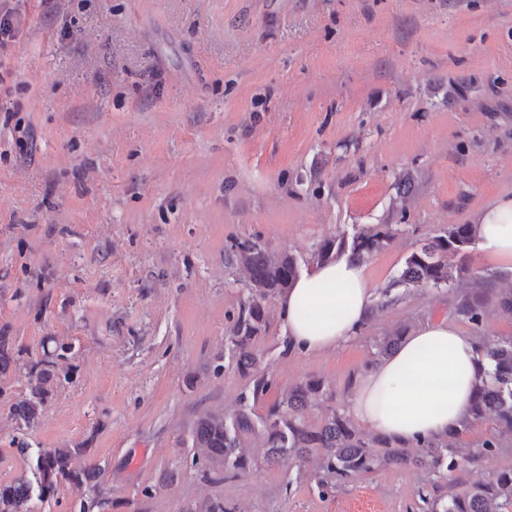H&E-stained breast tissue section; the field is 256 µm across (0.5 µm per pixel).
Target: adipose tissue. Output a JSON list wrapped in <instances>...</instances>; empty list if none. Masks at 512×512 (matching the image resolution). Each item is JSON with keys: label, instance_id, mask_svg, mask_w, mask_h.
I'll use <instances>...</instances> for the list:
<instances>
[{"label": "adipose tissue", "instance_id": "obj_1", "mask_svg": "<svg viewBox=\"0 0 512 512\" xmlns=\"http://www.w3.org/2000/svg\"><path fill=\"white\" fill-rule=\"evenodd\" d=\"M474 222L481 256L512 265V196L482 209ZM374 289L363 264L345 257L316 264L280 296L282 332L309 354L340 348L365 327ZM478 369L474 336L450 320L429 319L394 354L363 367L349 411L397 443L442 438L463 420Z\"/></svg>", "mask_w": 512, "mask_h": 512}]
</instances>
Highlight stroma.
Segmentation results:
<instances>
[{
  "label": "stroma",
  "instance_id": "35a3bbf8",
  "mask_svg": "<svg viewBox=\"0 0 512 512\" xmlns=\"http://www.w3.org/2000/svg\"><path fill=\"white\" fill-rule=\"evenodd\" d=\"M0 52V485L40 451L71 448L82 485L30 512H420L512 467V434L486 420L454 443L447 477L379 469L321 492L309 464L226 480L192 446L195 420L231 414L252 384L228 347L248 297L228 256L248 239L293 253L392 225L365 263L392 285L343 349L289 347L277 302L255 344L263 415L301 380L307 418L347 410L379 338L455 318L453 290L393 282L421 244L512 196V0H23ZM72 350L34 423L13 412L56 344Z\"/></svg>",
  "mask_w": 512,
  "mask_h": 512
}]
</instances>
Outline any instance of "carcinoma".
<instances>
[{"label":"carcinoma","mask_w":512,"mask_h":512,"mask_svg":"<svg viewBox=\"0 0 512 512\" xmlns=\"http://www.w3.org/2000/svg\"><path fill=\"white\" fill-rule=\"evenodd\" d=\"M391 238L392 231L387 225L367 227L350 237L344 234L326 237L320 243L316 257L322 262L346 255L363 263ZM476 240L474 224L444 227L439 235L407 257L394 285L405 289L452 290L458 287L459 282L471 277L468 258ZM450 255L459 258L457 264H448ZM231 257L249 273L248 300L235 325L234 336L230 338L232 359L234 368L251 378L252 396L257 401L265 395L270 384L254 349L256 340L266 329L267 303L282 294L299 276V267L293 254L272 252L248 239L232 244ZM497 279L496 274L478 278L481 290L461 295L456 303V313L476 329L484 323L486 287ZM404 336V331L396 330L379 339L375 344V359L392 353ZM70 349L71 346L64 343L57 345L50 368L36 375L28 397L13 407L14 413L26 424L35 421L41 405L51 394V376L68 377L66 371L52 373L50 369ZM478 355L480 382L470 400L465 421L460 429L449 433L451 437L488 417L494 420L500 432L512 433V337L497 340L478 337ZM322 392L321 381L305 379L270 404L258 421L245 405L230 416L206 413L195 423L192 445L202 450L212 468L220 470L226 478H234L250 469L254 458L245 448L244 439L248 435H257L264 461L269 465L285 456L303 462L316 457L315 476L323 490L380 468L416 467L442 474L458 471L472 460V456L448 444L446 438L426 440L418 444L414 452L380 435L367 439L353 420L339 410L331 412L320 425L313 427L305 414L312 398ZM71 460L70 448H53L39 453L34 472L36 482L20 478L0 486V512H30L28 503L33 492L43 497L53 493L62 481L82 484L94 478V471L76 470L71 467ZM421 500L428 512H512V467L471 486L462 495L450 492L445 498H437L425 494Z\"/></svg>","instance_id":"obj_1"}]
</instances>
